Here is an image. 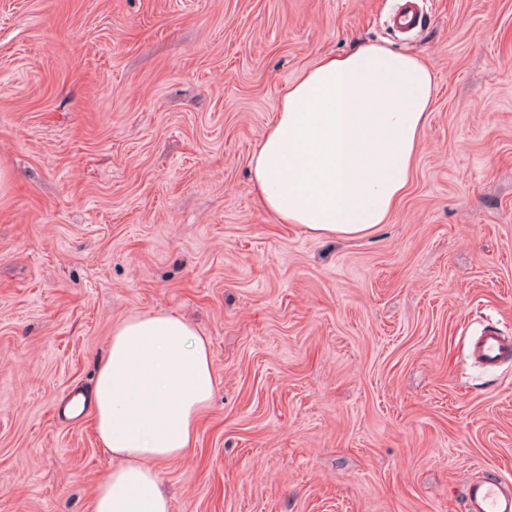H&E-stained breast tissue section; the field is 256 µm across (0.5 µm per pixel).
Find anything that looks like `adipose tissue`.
Wrapping results in <instances>:
<instances>
[{
	"mask_svg": "<svg viewBox=\"0 0 512 512\" xmlns=\"http://www.w3.org/2000/svg\"><path fill=\"white\" fill-rule=\"evenodd\" d=\"M435 92L416 56L383 45L320 60L288 85L251 155L263 205L314 236L372 233L406 189ZM215 388L209 343L183 319L118 324L88 397L115 461L91 512H170L157 466L183 457Z\"/></svg>",
	"mask_w": 512,
	"mask_h": 512,
	"instance_id": "obj_1",
	"label": "adipose tissue"
}]
</instances>
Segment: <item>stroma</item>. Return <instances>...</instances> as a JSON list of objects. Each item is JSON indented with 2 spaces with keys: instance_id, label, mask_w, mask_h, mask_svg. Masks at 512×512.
<instances>
[{
  "instance_id": "1",
  "label": "stroma",
  "mask_w": 512,
  "mask_h": 512,
  "mask_svg": "<svg viewBox=\"0 0 512 512\" xmlns=\"http://www.w3.org/2000/svg\"><path fill=\"white\" fill-rule=\"evenodd\" d=\"M0 0V512H90L113 328L208 339L217 386L170 512H466L512 481V0ZM382 44L437 91L411 182L360 239L280 223L250 157L288 84ZM472 355L486 367H497L512 361V340L494 330H487L474 345ZM467 512H511L512 493L500 482H475L467 489Z\"/></svg>"
}]
</instances>
